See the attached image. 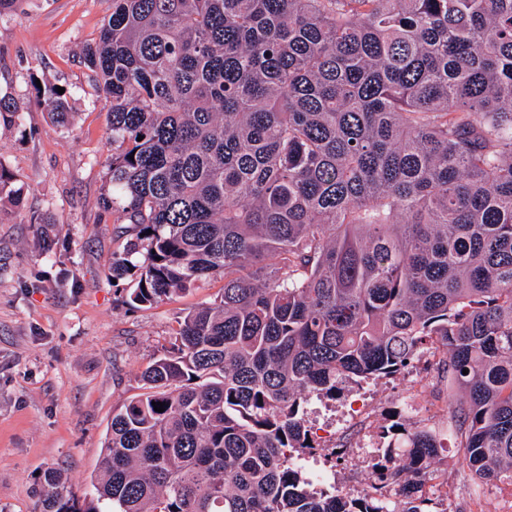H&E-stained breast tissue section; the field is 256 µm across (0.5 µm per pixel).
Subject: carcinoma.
I'll return each mask as SVG.
<instances>
[{
	"mask_svg": "<svg viewBox=\"0 0 512 512\" xmlns=\"http://www.w3.org/2000/svg\"><path fill=\"white\" fill-rule=\"evenodd\" d=\"M85 59L116 145L100 204L133 231L112 254L127 305L224 288L112 414L83 505L51 470L40 512H392L391 484L439 512L426 425L383 432L373 494L288 466L318 447L310 397L425 349L473 475L512 490V0H112ZM4 198L22 206L1 170Z\"/></svg>",
	"mask_w": 512,
	"mask_h": 512,
	"instance_id": "obj_1",
	"label": "carcinoma"
}]
</instances>
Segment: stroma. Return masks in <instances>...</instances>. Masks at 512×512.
I'll use <instances>...</instances> for the list:
<instances>
[{
  "instance_id": "1",
  "label": "stroma",
  "mask_w": 512,
  "mask_h": 512,
  "mask_svg": "<svg viewBox=\"0 0 512 512\" xmlns=\"http://www.w3.org/2000/svg\"><path fill=\"white\" fill-rule=\"evenodd\" d=\"M112 11V0H19L0 17V94L16 112L0 119V169L23 205L0 204V512H35L46 470L64 493L84 498L102 456L112 412L141 391L140 374L168 347L181 317L220 296L223 275L144 309L130 308L132 277L112 278V255L127 241L121 214L103 210L111 190L108 107L82 56ZM63 87L71 125L35 102V83ZM439 353L362 385L343 382L336 400L311 399L316 441L359 450L356 416L374 431L400 420L441 434L425 490L445 512H512L494 489H480L456 446ZM337 490L372 482L365 461L316 455Z\"/></svg>"
}]
</instances>
